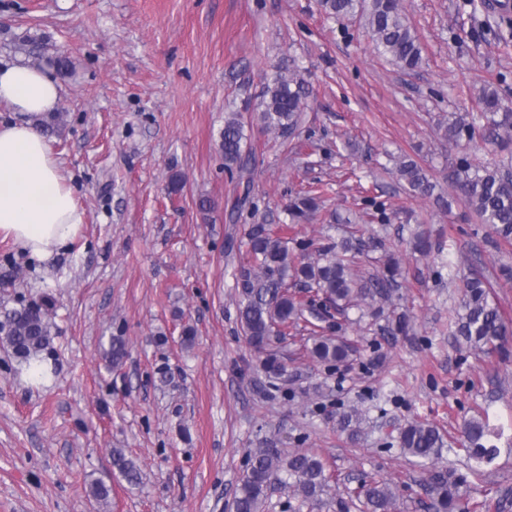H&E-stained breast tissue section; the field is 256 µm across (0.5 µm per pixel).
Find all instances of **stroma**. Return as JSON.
I'll use <instances>...</instances> for the list:
<instances>
[{
    "label": "stroma",
    "instance_id": "stroma-1",
    "mask_svg": "<svg viewBox=\"0 0 512 512\" xmlns=\"http://www.w3.org/2000/svg\"><path fill=\"white\" fill-rule=\"evenodd\" d=\"M490 2L404 0L425 58L404 72L375 52L362 19H328L318 0H0L1 60L36 50L70 63L57 76L67 118L50 144L84 214L48 260L0 239V311L52 302L41 379L0 345V512H225L249 449L266 446L323 459L321 512L342 501L359 512L356 492L372 479L395 483L396 512H429L423 475L396 441L411 419L445 431L440 460L470 476L469 512L484 501L512 512V358L460 347L449 326L459 281L475 272L512 319V281L500 272L512 244L459 201L465 150L444 136L451 114L479 112L481 87L512 105V26ZM290 58L307 97L301 136L284 138L256 107L264 75ZM231 111L252 151L246 187L219 150ZM405 154L450 208L398 182L392 168ZM319 186L323 208L297 238L324 243L330 212L383 204L389 223L367 229L402 261L413 328L390 336L383 319L320 310L318 325L272 340L287 372L271 379L237 320L235 274L250 229L285 220L291 199ZM417 231L450 252L456 281L435 275L438 255L412 254ZM318 332L352 345L348 365L309 356ZM113 336L127 345L115 368L103 357ZM352 407L365 415L355 442L333 420ZM484 414L504 432L498 457L478 465L462 430ZM116 448L139 466V486L113 475ZM96 479L112 487L108 505L88 493Z\"/></svg>",
    "mask_w": 512,
    "mask_h": 512
}]
</instances>
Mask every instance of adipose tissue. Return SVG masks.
I'll use <instances>...</instances> for the list:
<instances>
[{"instance_id":"adipose-tissue-1","label":"adipose tissue","mask_w":512,"mask_h":512,"mask_svg":"<svg viewBox=\"0 0 512 512\" xmlns=\"http://www.w3.org/2000/svg\"><path fill=\"white\" fill-rule=\"evenodd\" d=\"M61 86L50 69L0 61V104L16 119L0 123V237L51 258L76 235L84 214L38 119L56 109Z\"/></svg>"}]
</instances>
